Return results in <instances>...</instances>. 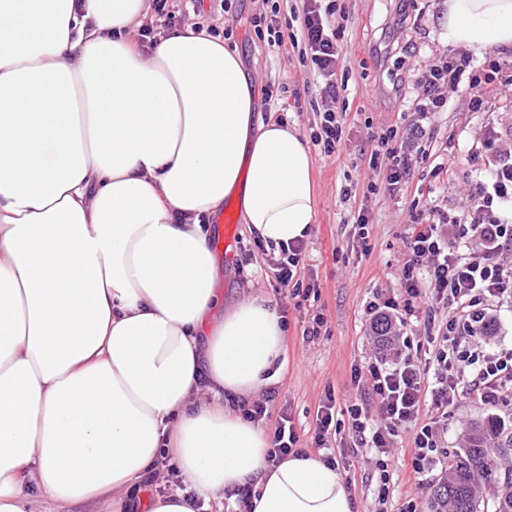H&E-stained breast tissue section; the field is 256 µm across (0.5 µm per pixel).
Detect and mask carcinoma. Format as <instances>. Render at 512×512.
<instances>
[{"instance_id":"carcinoma-1","label":"carcinoma","mask_w":512,"mask_h":512,"mask_svg":"<svg viewBox=\"0 0 512 512\" xmlns=\"http://www.w3.org/2000/svg\"><path fill=\"white\" fill-rule=\"evenodd\" d=\"M512 427L493 418L470 429L467 440L450 459L448 480L434 486L428 512H481L482 485L493 489L492 512H512Z\"/></svg>"}]
</instances>
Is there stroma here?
I'll list each match as a JSON object with an SVG mask.
<instances>
[{
  "label": "stroma",
  "instance_id": "35a3bbf8",
  "mask_svg": "<svg viewBox=\"0 0 512 512\" xmlns=\"http://www.w3.org/2000/svg\"><path fill=\"white\" fill-rule=\"evenodd\" d=\"M231 3L225 13L212 11V0H198L195 12L177 16L174 23L228 30V43L240 52L261 94L262 118H269L274 99L301 93V109L289 111L288 123L302 136H310L316 116L304 90L316 83L311 63L303 60L299 49L285 51L257 38L250 20L269 10L268 0ZM336 4L350 19L345 31L350 52L341 63L349 76V109L339 153L313 154L316 219L306 240L304 275L317 283L318 296L300 302L278 293L268 266L272 250L258 249L242 223L237 226L231 262L222 260L220 265L225 304L260 296L285 314L282 369L272 385L275 397L268 404L265 426L274 428L281 413H288L299 447L309 453L315 450V415L325 395L334 394L340 402L360 401L351 371L375 352L364 306L374 295L387 298L398 293L400 268L407 258L403 243L409 224L407 205L368 190L372 173L360 153L368 149L372 130L402 125L401 111L406 96L413 93L417 69L436 56L456 53L446 41L445 0H415L409 14L416 25L408 30L396 26L398 0H336ZM490 125L512 126V102L490 112H472L465 96H451L447 110L436 116L425 160L414 168L412 196L445 210L460 206L478 173L466 152L451 160L445 147L452 137L463 145L472 142ZM448 160L453 163L456 186L445 193L436 189L433 169ZM362 210L370 217L364 229L355 222ZM318 313L325 319L320 336L304 340V327ZM490 417L512 423V406L494 407L469 389H460L448 411L444 437L449 451L463 446L471 425ZM332 446L331 458L353 499V512H399L415 496L400 452L377 461L373 450L360 446L346 430L336 435Z\"/></svg>",
  "mask_w": 512,
  "mask_h": 512
}]
</instances>
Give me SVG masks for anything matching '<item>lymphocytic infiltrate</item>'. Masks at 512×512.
Segmentation results:
<instances>
[{
  "label": "lymphocytic infiltrate",
  "mask_w": 512,
  "mask_h": 512,
  "mask_svg": "<svg viewBox=\"0 0 512 512\" xmlns=\"http://www.w3.org/2000/svg\"><path fill=\"white\" fill-rule=\"evenodd\" d=\"M335 14V0H299L289 18H282L275 5L251 19L255 33L266 35L272 46H284L286 30L297 29L303 53L319 77L315 95L322 109L312 142L328 156L341 145L347 116L341 93L348 82L338 77L347 44ZM413 87L412 118L405 131L380 129L371 138L368 158L383 193L408 200L412 224L404 240L408 260L398 294L365 307L371 322L382 325L373 338L382 352L355 366L351 378L366 386L369 403L350 405L342 420L335 397H326L316 411L314 442L317 448H330L332 435L345 427L380 457L391 453L399 430L412 429L410 475L420 489L426 473L445 455L440 422L461 383H468L484 403L512 404V349L496 350L486 340L493 303L512 299V128L489 126L471 144L468 154L480 162L486 180L468 192L458 209L435 212L409 201L410 161L424 157L447 93H464L470 111H486L512 89V67L490 58L477 65L466 53L426 66ZM459 238L476 243V251L459 254L454 247ZM305 256V242L297 239L269 261L279 287L294 297L318 293L315 281L302 274ZM440 307L448 317L430 339L429 358H420L403 329L422 309Z\"/></svg>",
  "instance_id": "lymphocytic-infiltrate-1"
}]
</instances>
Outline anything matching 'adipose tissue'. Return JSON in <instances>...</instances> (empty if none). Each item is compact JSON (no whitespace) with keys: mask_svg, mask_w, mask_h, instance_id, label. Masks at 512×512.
<instances>
[{"mask_svg":"<svg viewBox=\"0 0 512 512\" xmlns=\"http://www.w3.org/2000/svg\"><path fill=\"white\" fill-rule=\"evenodd\" d=\"M149 12L0 0V512H197L132 499L164 453L206 504L352 512L337 466L269 462L234 407L285 329L264 299L225 307L209 225L232 197L264 244L307 238L313 155L262 120L237 48L185 25L142 51ZM447 13L449 44L512 49V0Z\"/></svg>","mask_w":512,"mask_h":512,"instance_id":"adipose-tissue-1","label":"adipose tissue"}]
</instances>
